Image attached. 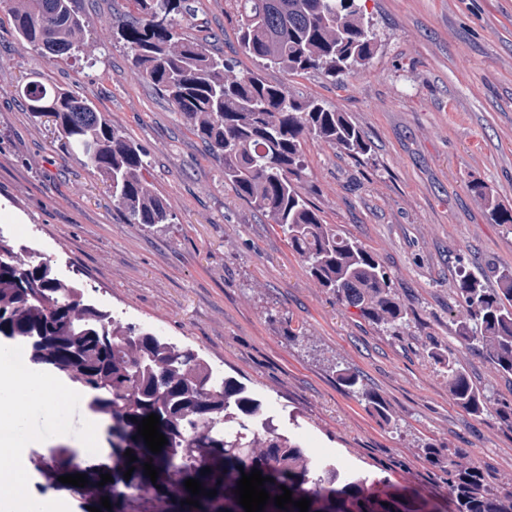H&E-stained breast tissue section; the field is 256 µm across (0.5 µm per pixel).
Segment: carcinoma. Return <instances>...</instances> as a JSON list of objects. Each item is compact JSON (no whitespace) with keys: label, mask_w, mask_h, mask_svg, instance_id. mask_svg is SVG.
Listing matches in <instances>:
<instances>
[{"label":"carcinoma","mask_w":512,"mask_h":512,"mask_svg":"<svg viewBox=\"0 0 512 512\" xmlns=\"http://www.w3.org/2000/svg\"><path fill=\"white\" fill-rule=\"evenodd\" d=\"M134 10L117 34L128 46L143 79L186 120L190 130L224 167V180L257 211L269 217L298 255L312 279L336 303L357 309L365 319L398 333L408 312L393 292L391 278L373 254L325 224L302 192V140L307 135L353 156L370 146L343 112L293 95L281 84L254 74H236L208 40L179 32L193 17L194 0H131ZM18 38L48 58L89 54L85 25L73 0H0ZM229 18L238 43L250 56L295 75L318 71L336 78L374 55L375 35L359 0H231ZM17 92L27 111L49 118L67 153L103 175L114 205L132 224H169L168 203L152 190L143 171V153L112 118L38 73ZM470 191L490 204L495 220L512 224V211L493 202L487 187L473 181ZM497 287L462 267L456 295L457 337L482 351L494 368L512 375V268L497 272ZM84 340L77 349L70 334ZM0 336L32 350L47 342L56 355L57 375L90 397L95 413L111 415L113 467L111 512H122L131 492L155 483L171 496L176 512H245L235 490L241 473L258 469L270 496L292 491L311 500L308 512H435L421 504L410 509L397 495L375 496L364 476L308 454L263 417L262 403L237 381H211L197 353L159 340L152 332L104 315L83 301L81 285L58 278L53 264L18 259L14 246L0 249ZM444 369L448 392L471 415L494 406L512 428V404L491 403L451 357L431 354ZM341 386L364 400L385 423L392 416L383 400L348 368L336 370ZM160 417L168 440L154 454L144 441L127 438L150 414ZM137 457L129 462L126 450ZM428 462L448 484L451 512H512V490L490 487L487 474L463 453L426 446ZM158 471L144 475V463ZM134 467L130 479L124 472ZM210 468L203 475L201 470ZM197 479L217 495L193 496L185 480ZM193 498L199 506L184 500Z\"/></svg>","instance_id":"cac0c4a2"}]
</instances>
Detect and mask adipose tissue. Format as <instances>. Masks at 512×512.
Masks as SVG:
<instances>
[{"label": "adipose tissue", "instance_id": "1", "mask_svg": "<svg viewBox=\"0 0 512 512\" xmlns=\"http://www.w3.org/2000/svg\"><path fill=\"white\" fill-rule=\"evenodd\" d=\"M13 365L6 356H0V399L10 398L11 411L0 413V512H66L67 505L60 499L38 503L27 491V482L20 468L26 448L41 441L39 432L29 430L27 420L33 412H40L44 420L60 425L66 403L72 401L74 391L49 375L32 373L28 392H12Z\"/></svg>", "mask_w": 512, "mask_h": 512}]
</instances>
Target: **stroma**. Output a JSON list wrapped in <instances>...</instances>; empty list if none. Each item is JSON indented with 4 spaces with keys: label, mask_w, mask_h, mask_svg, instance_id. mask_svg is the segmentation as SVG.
<instances>
[{
    "label": "stroma",
    "mask_w": 512,
    "mask_h": 512,
    "mask_svg": "<svg viewBox=\"0 0 512 512\" xmlns=\"http://www.w3.org/2000/svg\"><path fill=\"white\" fill-rule=\"evenodd\" d=\"M189 37L220 36L235 72H254L346 113L371 150L352 158L313 137L302 143L304 194L324 223L357 240L389 273L409 311L390 335L318 288L272 220L242 199L185 119L133 66L115 29L129 0H75L93 64L53 60L17 40L0 9V227L12 244L33 238L60 273L94 286L122 322L194 350L242 382L280 433L342 469L416 501L448 506V486L425 457L430 442L462 450L493 487L512 484V429L495 412L474 417L448 392L431 355L457 360L493 400L512 403V377L460 344L454 314L459 267L512 268V224L476 197L483 182L512 209V0H363L376 51L342 80L290 75L247 55L224 0H196ZM37 71L86 99L143 150L144 175L174 220L131 224L103 177L73 159L55 125L27 112L15 89ZM301 337H292V330ZM349 368L387 403L383 423L348 394ZM107 440L85 453L47 439L27 448L30 495L59 498V476L83 468L90 491L111 466Z\"/></svg>",
    "instance_id": "35a3bbf8"
}]
</instances>
